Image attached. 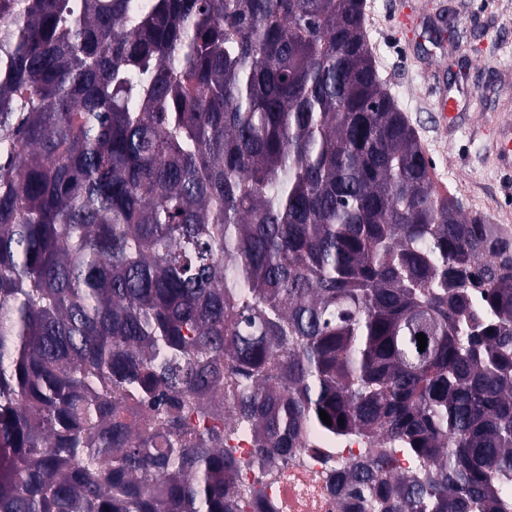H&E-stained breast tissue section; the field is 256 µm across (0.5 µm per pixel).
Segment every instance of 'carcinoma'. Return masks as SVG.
Instances as JSON below:
<instances>
[{"mask_svg": "<svg viewBox=\"0 0 512 512\" xmlns=\"http://www.w3.org/2000/svg\"><path fill=\"white\" fill-rule=\"evenodd\" d=\"M430 168L363 0H0V512H504L512 237ZM328 477L319 464L297 459L274 480V512H346L345 500L330 490ZM314 484L318 493L311 498L309 489Z\"/></svg>", "mask_w": 512, "mask_h": 512, "instance_id": "1", "label": "carcinoma"}]
</instances>
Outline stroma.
Wrapping results in <instances>:
<instances>
[{"label":"stroma","instance_id":"1","mask_svg":"<svg viewBox=\"0 0 512 512\" xmlns=\"http://www.w3.org/2000/svg\"><path fill=\"white\" fill-rule=\"evenodd\" d=\"M365 4L378 75L418 131L436 191L512 225V173L497 168L491 149L495 124L512 111V0ZM443 92L470 100L451 134L435 120Z\"/></svg>","mask_w":512,"mask_h":512}]
</instances>
